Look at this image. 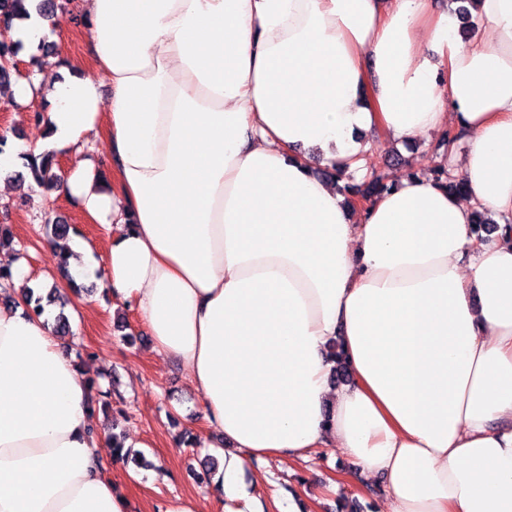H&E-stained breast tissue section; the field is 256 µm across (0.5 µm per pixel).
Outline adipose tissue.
<instances>
[{"mask_svg": "<svg viewBox=\"0 0 512 512\" xmlns=\"http://www.w3.org/2000/svg\"><path fill=\"white\" fill-rule=\"evenodd\" d=\"M469 9L466 43L435 0H81L96 73L5 93L46 100L48 140L0 170L73 156L58 192L110 237L100 285L186 367L228 499L249 461L341 448L379 512H512V0ZM449 129L461 194L413 171L355 213L315 172ZM111 445L51 318L0 307V512H147Z\"/></svg>", "mask_w": 512, "mask_h": 512, "instance_id": "adipose-tissue-1", "label": "adipose tissue"}]
</instances>
